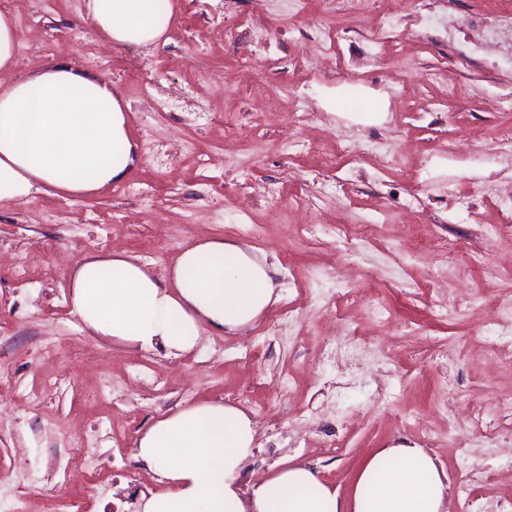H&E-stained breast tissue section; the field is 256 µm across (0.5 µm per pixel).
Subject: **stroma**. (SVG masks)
Listing matches in <instances>:
<instances>
[{
  "mask_svg": "<svg viewBox=\"0 0 512 512\" xmlns=\"http://www.w3.org/2000/svg\"><path fill=\"white\" fill-rule=\"evenodd\" d=\"M21 45L13 73L26 76L65 59L119 95L137 160L106 190L79 198L40 192L0 201V473L44 474L29 512H55L60 498L88 512H136L157 477L135 457L138 437L180 407L221 400L257 425L250 485L285 461L305 463L350 494L363 463L398 444L423 448L448 483V512H468L457 492L473 490L481 512L512 499V451L490 447L467 423L473 406L512 397V345L488 351L482 334L496 301L512 290V238L486 229L494 191L512 182L499 137L512 112L488 111L512 95V0H501L496 68L481 66L468 37L444 33L448 13L431 0L419 19L403 18L399 45L376 47L370 15L345 0H180L158 42L108 45L86 18L84 0H6ZM340 32L345 66L314 70L323 29ZM402 71L406 86L393 80ZM448 74V98L437 79ZM354 82L362 106L342 102ZM419 113L414 124L405 115ZM456 137L459 151L443 148ZM377 139L402 157L392 170L371 161L326 169L337 140ZM302 141L306 151L288 153ZM210 155L201 166L196 153ZM473 190L469 208L450 192ZM358 245L340 248L337 225ZM316 233H307V226ZM450 237L459 258L432 251ZM221 238L266 257L280 298L246 328L207 333L189 353L143 351L86 331L70 302L76 261L90 250L139 258L165 276L186 247ZM483 259L481 269L470 255ZM482 296L465 318L443 323L434 307ZM386 298L376 318L369 304ZM277 335H267L272 321ZM357 327L366 344L351 359L327 343ZM53 391H46L48 382ZM454 414L459 438H448ZM97 436L112 491L81 479L83 438Z\"/></svg>",
  "mask_w": 512,
  "mask_h": 512,
  "instance_id": "stroma-1",
  "label": "stroma"
}]
</instances>
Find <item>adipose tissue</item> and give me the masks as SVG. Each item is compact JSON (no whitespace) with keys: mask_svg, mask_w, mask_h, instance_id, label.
<instances>
[{"mask_svg":"<svg viewBox=\"0 0 512 512\" xmlns=\"http://www.w3.org/2000/svg\"><path fill=\"white\" fill-rule=\"evenodd\" d=\"M106 39L158 40L173 21L159 0H86ZM137 158L122 104L111 86L64 61L25 80L0 83V200L54 189L68 196L121 180ZM276 270L238 244L206 239L183 250L165 278L124 253L90 250L75 267L70 300L96 336L173 354L192 351L203 333L235 331L279 295ZM256 428L221 401L184 406L152 423L137 457L161 487L142 512H448L447 486L423 449L375 453L346 498L306 464L286 463L249 488L241 476L255 455Z\"/></svg>","mask_w":512,"mask_h":512,"instance_id":"adipose-tissue-1","label":"adipose tissue"}]
</instances>
